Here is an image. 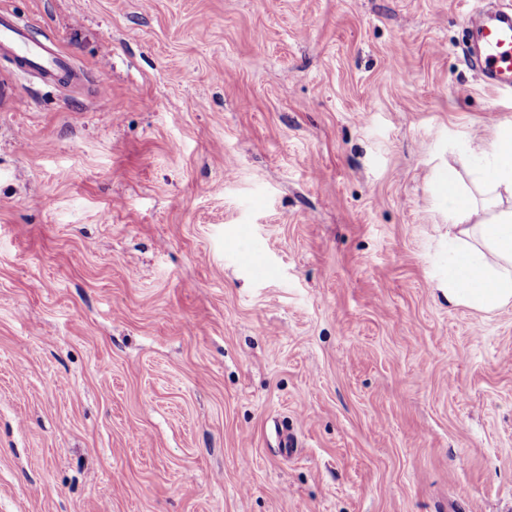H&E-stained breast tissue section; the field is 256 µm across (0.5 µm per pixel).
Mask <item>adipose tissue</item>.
Listing matches in <instances>:
<instances>
[{"label":"adipose tissue","mask_w":512,"mask_h":512,"mask_svg":"<svg viewBox=\"0 0 512 512\" xmlns=\"http://www.w3.org/2000/svg\"><path fill=\"white\" fill-rule=\"evenodd\" d=\"M444 178L448 302L480 312L512 304V124Z\"/></svg>","instance_id":"obj_1"}]
</instances>
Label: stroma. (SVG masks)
<instances>
[{
	"mask_svg": "<svg viewBox=\"0 0 512 512\" xmlns=\"http://www.w3.org/2000/svg\"><path fill=\"white\" fill-rule=\"evenodd\" d=\"M491 2L0 0L84 74L0 55V512H512V305L440 292Z\"/></svg>",
	"mask_w": 512,
	"mask_h": 512,
	"instance_id": "obj_1",
	"label": "stroma"
}]
</instances>
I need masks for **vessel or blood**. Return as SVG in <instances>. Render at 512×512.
<instances>
[{"instance_id":"1","label":"vessel or blood","mask_w":512,"mask_h":512,"mask_svg":"<svg viewBox=\"0 0 512 512\" xmlns=\"http://www.w3.org/2000/svg\"><path fill=\"white\" fill-rule=\"evenodd\" d=\"M477 37L486 84L497 91H512V9L484 14ZM0 53L12 56L19 70L46 83L74 73L69 56L59 51L55 43L31 40L24 26L6 14L0 15Z\"/></svg>"}]
</instances>
